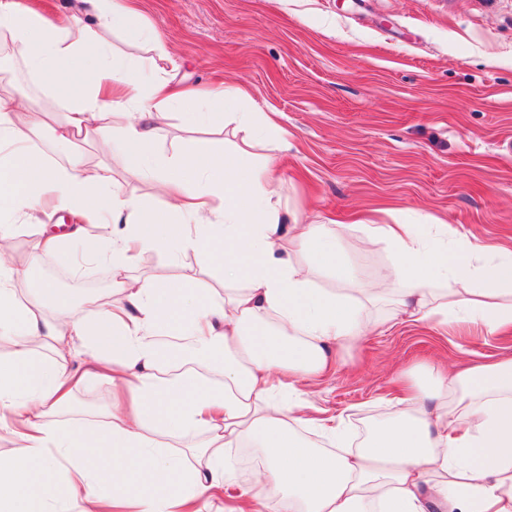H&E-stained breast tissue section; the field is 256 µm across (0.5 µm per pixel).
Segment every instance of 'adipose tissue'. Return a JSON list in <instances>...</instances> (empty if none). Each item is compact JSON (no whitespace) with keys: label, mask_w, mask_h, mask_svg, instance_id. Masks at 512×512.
Listing matches in <instances>:
<instances>
[{"label":"adipose tissue","mask_w":512,"mask_h":512,"mask_svg":"<svg viewBox=\"0 0 512 512\" xmlns=\"http://www.w3.org/2000/svg\"><path fill=\"white\" fill-rule=\"evenodd\" d=\"M89 2L90 14L51 17L27 0H0V31L65 101L58 142L103 150L104 131L116 130L168 205L144 207L86 154L47 162L33 147L40 128L26 99L0 89V213L78 219L63 233L44 227L30 264L79 244L84 259L113 269L105 295L73 297L49 281L22 295L15 229L0 225V345L9 349L0 428L18 440L0 458V512L71 502L76 512H212L235 481L224 451L244 444L262 477L241 486L228 512H512L511 358L411 371L354 452L342 450L335 420L289 414L278 401L303 394L375 329L368 307L378 302L396 317L511 329L512 248L455 230L431 243L421 225L395 218L365 224L359 245L387 244L392 259L361 287L354 267L336 264V227L283 208L274 156L246 162L260 143L287 144V129L244 86L174 90L168 71L145 69L101 36L159 42L136 0ZM173 114L190 129L224 125L234 149L160 159L159 124ZM103 214L106 235L88 240L86 223ZM144 249L174 262L195 254L203 270L219 265L224 283L132 274ZM332 270L342 288L316 287ZM39 340L49 355L36 351ZM90 384L112 394L104 422H55ZM306 428L331 449L304 439ZM199 432V445L171 443Z\"/></svg>","instance_id":"1"}]
</instances>
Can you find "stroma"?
<instances>
[{"label":"stroma","instance_id":"35a3bbf8","mask_svg":"<svg viewBox=\"0 0 512 512\" xmlns=\"http://www.w3.org/2000/svg\"><path fill=\"white\" fill-rule=\"evenodd\" d=\"M140 7L163 50L109 32L113 49L149 68H174L185 85L243 84L260 110L278 113L288 129L274 172L282 205L305 224H341V257L363 283L389 262L390 249L354 250L358 214L396 210L431 239L433 215L464 235L512 245V0H140ZM1 87L46 111L34 145L50 163L65 164L72 148L51 131L62 114L7 34H0ZM231 147L222 128L190 130L175 115L159 131L165 157ZM91 157L111 166L123 192L164 206L124 153ZM43 265L63 283L112 282L101 262L76 266L51 256ZM483 357H512V333L402 318L365 336L305 395L283 404L342 418L353 449L387 409L399 372L432 359L456 365Z\"/></svg>","mask_w":512,"mask_h":512}]
</instances>
